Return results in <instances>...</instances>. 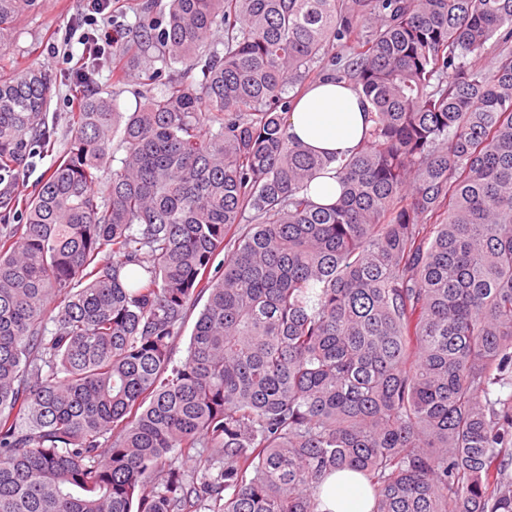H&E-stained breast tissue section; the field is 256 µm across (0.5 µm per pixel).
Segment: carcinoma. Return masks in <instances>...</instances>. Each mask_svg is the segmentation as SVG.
<instances>
[{"instance_id": "carcinoma-1", "label": "carcinoma", "mask_w": 512, "mask_h": 512, "mask_svg": "<svg viewBox=\"0 0 512 512\" xmlns=\"http://www.w3.org/2000/svg\"><path fill=\"white\" fill-rule=\"evenodd\" d=\"M154 39L199 85L125 115L82 73L67 151L0 200V512H319L344 469L372 512H512V0H170ZM325 76L371 105L340 159L286 131ZM51 87L0 72V179ZM342 184L336 172L328 169L318 175L310 184L308 195L318 205L331 206L341 196ZM206 298L207 297L204 296L200 299V301L198 300L196 302L195 307H193L190 315L187 318V321L185 322L184 327L180 332V336L176 340V349L174 354L175 363L183 362L187 356V348L189 346L190 337L192 335L194 325L199 316V313L204 308Z\"/></svg>"}]
</instances>
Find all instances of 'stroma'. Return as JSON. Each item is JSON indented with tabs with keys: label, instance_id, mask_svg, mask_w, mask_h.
Instances as JSON below:
<instances>
[{
	"label": "stroma",
	"instance_id": "1",
	"mask_svg": "<svg viewBox=\"0 0 512 512\" xmlns=\"http://www.w3.org/2000/svg\"><path fill=\"white\" fill-rule=\"evenodd\" d=\"M112 44L100 57L89 85L90 93L112 97L117 111L131 112L138 107L144 88L160 92L168 80L179 79L198 83L200 68L185 69L180 64H164L157 48H149L138 66L132 67L122 81L112 79V59L125 47L137 43L146 26L162 30L168 21L169 0H112ZM90 27L84 21L81 0H29L19 16L6 49L0 50V67L22 70L29 65L42 66L52 79L48 101V119L54 128L51 146L34 148L13 184H0V191L13 189L29 195L40 179L66 151L73 132L71 87L81 63L87 57L83 33ZM58 47V56H51V47Z\"/></svg>",
	"mask_w": 512,
	"mask_h": 512
}]
</instances>
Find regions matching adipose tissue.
Returning a JSON list of instances; mask_svg holds the SVG:
<instances>
[{
	"label": "adipose tissue",
	"instance_id": "1",
	"mask_svg": "<svg viewBox=\"0 0 512 512\" xmlns=\"http://www.w3.org/2000/svg\"><path fill=\"white\" fill-rule=\"evenodd\" d=\"M369 103L354 87L325 78L309 86L287 115V132L310 150L348 155L371 127ZM373 496L363 477L343 470L324 484L322 512H371Z\"/></svg>",
	"mask_w": 512,
	"mask_h": 512
}]
</instances>
